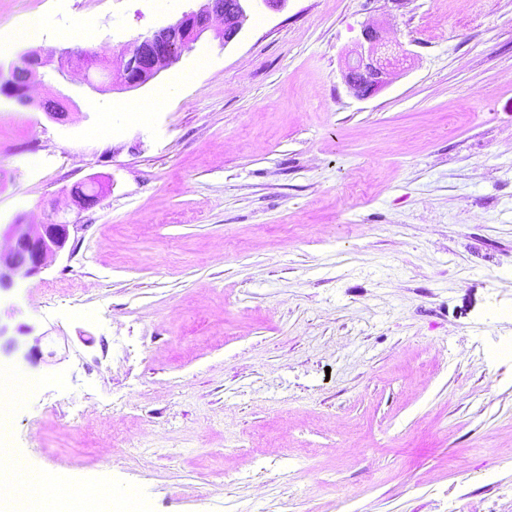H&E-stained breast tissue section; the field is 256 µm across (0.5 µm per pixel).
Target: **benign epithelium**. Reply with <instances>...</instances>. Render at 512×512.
<instances>
[{"label":"benign epithelium","mask_w":512,"mask_h":512,"mask_svg":"<svg viewBox=\"0 0 512 512\" xmlns=\"http://www.w3.org/2000/svg\"><path fill=\"white\" fill-rule=\"evenodd\" d=\"M288 0H205L197 9H189L173 22L128 44L112 60L111 84L126 90L140 88L162 71L178 62L201 38L212 32L224 44L239 34L250 14L260 7L279 10ZM407 55L394 49L383 29L369 25L362 30V41L354 58L347 61L344 80L353 96L368 99L388 87ZM89 192L71 194L72 202L85 209L93 205L102 191L92 179ZM9 248L0 251V288H8L13 276L38 273L54 261L70 238V224L52 220L46 224H11L4 232Z\"/></svg>","instance_id":"1"}]
</instances>
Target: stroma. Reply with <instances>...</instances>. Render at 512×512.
Wrapping results in <instances>:
<instances>
[{
    "instance_id": "35a3bbf8",
    "label": "stroma",
    "mask_w": 512,
    "mask_h": 512,
    "mask_svg": "<svg viewBox=\"0 0 512 512\" xmlns=\"http://www.w3.org/2000/svg\"><path fill=\"white\" fill-rule=\"evenodd\" d=\"M200 4L0 0V79ZM374 20L414 63L359 100ZM33 81L0 93V225L75 229L0 291V368L44 381L5 441L77 490L52 512H512V0H288L135 90Z\"/></svg>"
}]
</instances>
